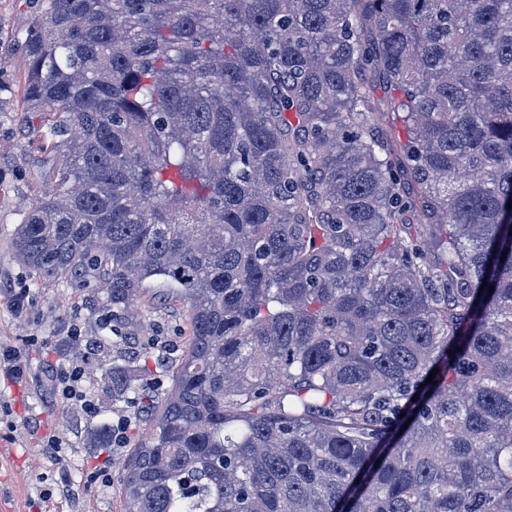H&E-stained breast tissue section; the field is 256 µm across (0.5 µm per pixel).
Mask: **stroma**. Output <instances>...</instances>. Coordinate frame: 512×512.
I'll return each instance as SVG.
<instances>
[{
    "label": "stroma",
    "mask_w": 512,
    "mask_h": 512,
    "mask_svg": "<svg viewBox=\"0 0 512 512\" xmlns=\"http://www.w3.org/2000/svg\"><path fill=\"white\" fill-rule=\"evenodd\" d=\"M38 8L39 0H0V344L22 345L31 353L30 380L0 385V400L8 403L18 426L13 439L0 438V501L10 512H45L39 497L45 488L52 490L53 501L62 502L64 512H116V488L129 451L105 447L103 434L109 421L122 417L131 421L129 439L146 437L149 429L137 399L113 398L110 373L116 366H139V385L160 393L168 384L167 363L179 354L186 310L179 303L157 309L140 300L105 325L98 312L103 288L33 287L32 274L13 256L12 233L25 209L53 189L37 175L42 129L38 117L24 111L19 83L21 44ZM20 288L29 289L33 303L28 315L15 319L7 300ZM73 323L85 335L107 339L105 346L80 345L72 351L84 361L98 401L94 416L56 400L36 382L55 364L41 353L45 341L66 335ZM152 336L159 337V345H147ZM49 436L58 447H43L42 438ZM96 466L107 470V483L87 480Z\"/></svg>",
    "instance_id": "obj_1"
}]
</instances>
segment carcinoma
<instances>
[{
	"label": "carcinoma",
	"mask_w": 512,
	"mask_h": 512,
	"mask_svg": "<svg viewBox=\"0 0 512 512\" xmlns=\"http://www.w3.org/2000/svg\"><path fill=\"white\" fill-rule=\"evenodd\" d=\"M23 52L14 258L188 308L119 512H512V0H41Z\"/></svg>",
	"instance_id": "1"
}]
</instances>
